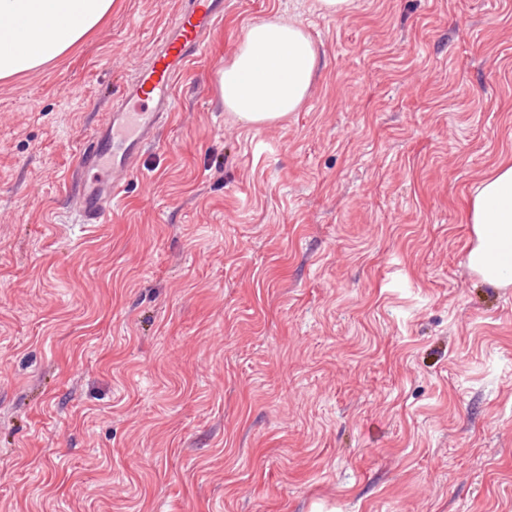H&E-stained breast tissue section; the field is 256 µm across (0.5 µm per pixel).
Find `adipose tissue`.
<instances>
[{
	"label": "adipose tissue",
	"instance_id": "obj_1",
	"mask_svg": "<svg viewBox=\"0 0 512 512\" xmlns=\"http://www.w3.org/2000/svg\"><path fill=\"white\" fill-rule=\"evenodd\" d=\"M113 6L114 0H0V79L62 56ZM317 60L315 43L300 23L273 18L249 26L219 75L225 111L253 125L299 111ZM464 220L475 236L470 268L487 284L512 285V160L480 183Z\"/></svg>",
	"mask_w": 512,
	"mask_h": 512
}]
</instances>
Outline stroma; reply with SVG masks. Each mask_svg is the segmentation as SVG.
<instances>
[{
    "instance_id": "obj_1",
    "label": "stroma",
    "mask_w": 512,
    "mask_h": 512,
    "mask_svg": "<svg viewBox=\"0 0 512 512\" xmlns=\"http://www.w3.org/2000/svg\"><path fill=\"white\" fill-rule=\"evenodd\" d=\"M179 0L0 80V512H512V286L462 214L512 157V0H227L105 223L77 148ZM300 22V111L217 79ZM314 41L298 22L277 18L247 28L218 79L224 109L247 124H268L303 106L317 67Z\"/></svg>"
}]
</instances>
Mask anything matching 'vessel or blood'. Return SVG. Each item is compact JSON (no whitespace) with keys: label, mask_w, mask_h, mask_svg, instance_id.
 Wrapping results in <instances>:
<instances>
[{"label":"vessel or blood","mask_w":512,"mask_h":512,"mask_svg":"<svg viewBox=\"0 0 512 512\" xmlns=\"http://www.w3.org/2000/svg\"><path fill=\"white\" fill-rule=\"evenodd\" d=\"M224 19V0H182L162 31L149 64L127 81L112 103V118L79 148L69 213L77 224H101L156 146L177 108L175 83L202 57L211 31Z\"/></svg>","instance_id":"vessel-or-blood-1"}]
</instances>
